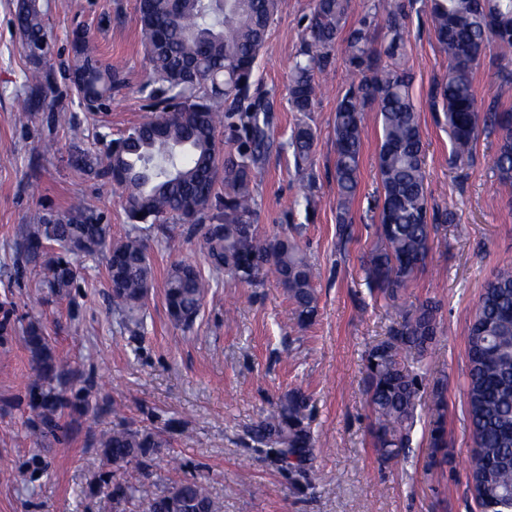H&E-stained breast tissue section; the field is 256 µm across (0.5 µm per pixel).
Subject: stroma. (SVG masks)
Wrapping results in <instances>:
<instances>
[{"mask_svg": "<svg viewBox=\"0 0 512 512\" xmlns=\"http://www.w3.org/2000/svg\"><path fill=\"white\" fill-rule=\"evenodd\" d=\"M39 0L49 51L39 65L49 77L44 101L33 106L26 76L32 67L15 23L18 0H0V512H146L141 500L114 504L113 479L151 483L161 493L188 479L205 481L221 512H476L466 467L473 448L464 410L468 326L491 275L512 264V186L493 169L498 135L480 133L470 159L455 160L448 126L431 107L432 90L448 70L422 0H412L404 62L419 110L430 201L441 220L427 266L400 300L371 293L360 264L376 242L380 193L376 156L380 130L368 124L361 182L348 238L336 224L333 118L351 77L336 60L328 89L312 114L316 143L312 202L300 201V177L288 138L299 119L285 94L288 67L313 0H280L254 78L276 87L274 144L257 179L255 225L261 236L295 235L315 267L318 311L299 325L275 280L249 286L212 277L201 314L183 332L171 325L163 296L176 261L202 263L199 240L184 224L146 225L153 287L141 327L126 326L112 309L104 256H76L75 288L59 297L39 285L40 269L17 243L31 212H61L81 200L97 206L113 239L129 229L121 190L74 169L81 151L99 149L142 121L141 89L148 65L139 39L138 0ZM85 31L99 56L119 69L122 86L94 112L80 105L71 79L70 39ZM512 65V50L481 59L474 79L481 108ZM76 115L73 138L59 114ZM52 151H43L44 142ZM440 303V328L423 361L417 422L405 458L383 462L372 450L365 395V353L389 336L406 309ZM39 324L61 361L59 389L85 393L88 413L66 412L57 436H40L29 402V324ZM442 384L454 467L425 470L429 389ZM309 396L305 414L315 440L303 471L253 441L250 430L293 389ZM162 430L148 469L115 471L98 445L117 423Z\"/></svg>", "mask_w": 512, "mask_h": 512, "instance_id": "35a3bbf8", "label": "stroma"}]
</instances>
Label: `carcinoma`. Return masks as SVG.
I'll list each match as a JSON object with an SVG mask.
<instances>
[{
	"label": "carcinoma",
	"mask_w": 512,
	"mask_h": 512,
	"mask_svg": "<svg viewBox=\"0 0 512 512\" xmlns=\"http://www.w3.org/2000/svg\"><path fill=\"white\" fill-rule=\"evenodd\" d=\"M278 6L279 0H177L171 9L168 0H139L152 117L126 128L103 151H87L75 160L80 172L125 190L123 210L132 227L112 241V225L103 212L81 200L62 213L35 212L23 228L22 254L28 261L41 260L42 287L68 293L76 272L67 254L104 253L112 308L138 325L154 280L140 225L179 221L190 225V233L201 234L210 273L250 285L271 276L293 302L298 322H312L317 296L306 253L295 238H263L254 225L256 179L273 141L271 112L278 93L274 86L256 83L254 69ZM425 12L448 55V71L432 98L448 124L453 156L467 160L480 132L498 133L493 167L499 180L511 186L512 107L480 110L474 75L488 47L512 49V0H426ZM407 16L405 0H314L288 81L291 111L302 113L289 148L295 168L304 171L313 163L316 131L309 120L322 93L316 73L330 74L336 42L346 43L345 66L356 81L337 102L333 120L336 220L345 234L360 184L366 116L372 112L381 127L376 159L381 196L378 242L362 273L371 291L392 299L425 269L439 220L429 208L419 113L403 68ZM16 20L29 56H44V14L36 0H20ZM376 31L383 34L381 49L373 43ZM72 51L75 88L86 107L123 83L120 72L100 59L84 34L75 33ZM210 287L197 266H170L164 300L174 328L193 327ZM438 313L436 303L420 304L365 355L373 447L382 461L409 447L422 383L401 355L418 363L426 357L436 342ZM27 343L33 354L30 406L40 417L37 430L52 433L65 410L84 411L88 401L54 387L60 361L40 326L29 324ZM466 357L465 406L475 445L468 471L471 495L483 512H512V265L498 268L481 293L468 327ZM306 407L304 393L294 390L252 429L255 442L277 448L300 471L313 450ZM447 409L442 386L436 384L431 390L429 471L453 462ZM98 443L118 470L148 468L151 451L166 445L159 433L124 423L101 434ZM135 497L147 502L149 512H219L208 485L199 480L181 481L162 494L143 482L112 483L116 504Z\"/></svg>",
	"instance_id": "obj_1"
}]
</instances>
